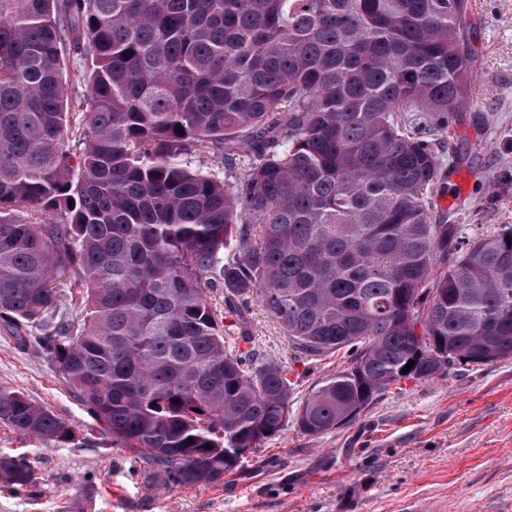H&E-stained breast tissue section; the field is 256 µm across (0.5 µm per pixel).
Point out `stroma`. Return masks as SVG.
Returning <instances> with one entry per match:
<instances>
[{"instance_id": "obj_1", "label": "stroma", "mask_w": 512, "mask_h": 512, "mask_svg": "<svg viewBox=\"0 0 512 512\" xmlns=\"http://www.w3.org/2000/svg\"><path fill=\"white\" fill-rule=\"evenodd\" d=\"M471 42V107L436 143L449 154L439 204L474 238L512 224V0H482ZM249 329L237 349L281 364L295 398L347 365L344 350L296 356L261 311ZM1 386L46 405L86 442L46 448L0 426V448L34 457L43 483L36 499L0 489V512H512V358L398 382L359 421L317 437L288 424L239 471L196 488L144 486L134 452L113 446L52 362L0 332Z\"/></svg>"}]
</instances>
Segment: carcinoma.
Here are the masks:
<instances>
[{"label":"carcinoma","mask_w":512,"mask_h":512,"mask_svg":"<svg viewBox=\"0 0 512 512\" xmlns=\"http://www.w3.org/2000/svg\"><path fill=\"white\" fill-rule=\"evenodd\" d=\"M470 25L469 0H0V328L144 483L216 484L290 420L319 436L399 381L512 358V225L471 248L437 203L431 132L468 110ZM64 288L80 318L44 325ZM217 289L239 337L255 307L348 366L295 401L230 346ZM0 424L80 442L9 387ZM38 487L0 451V488Z\"/></svg>","instance_id":"cac0c4a2"}]
</instances>
